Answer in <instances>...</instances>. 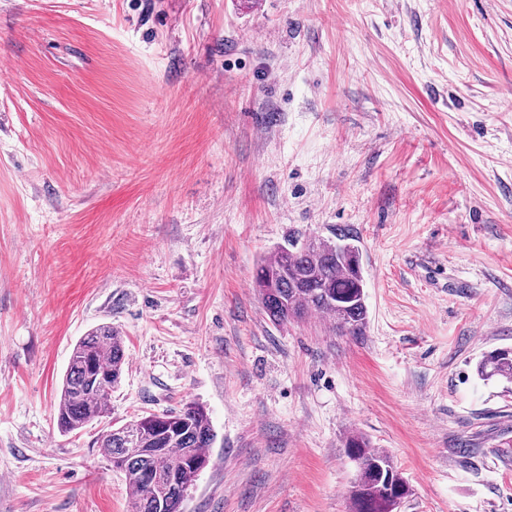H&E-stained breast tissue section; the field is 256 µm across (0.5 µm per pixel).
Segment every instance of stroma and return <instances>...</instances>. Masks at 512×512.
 Here are the masks:
<instances>
[{"instance_id": "1", "label": "stroma", "mask_w": 512, "mask_h": 512, "mask_svg": "<svg viewBox=\"0 0 512 512\" xmlns=\"http://www.w3.org/2000/svg\"><path fill=\"white\" fill-rule=\"evenodd\" d=\"M295 234L358 248L364 336L269 320ZM103 324L111 422L211 417L184 512H350L352 432L400 512H512V0H0V512H128L54 421ZM500 347L485 353L477 365V373L483 380L498 379L512 383V348Z\"/></svg>"}]
</instances>
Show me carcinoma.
I'll list each match as a JSON object with an SVG mask.
<instances>
[{
	"instance_id": "1",
	"label": "carcinoma",
	"mask_w": 512,
	"mask_h": 512,
	"mask_svg": "<svg viewBox=\"0 0 512 512\" xmlns=\"http://www.w3.org/2000/svg\"><path fill=\"white\" fill-rule=\"evenodd\" d=\"M254 288L277 325L318 313L331 319L341 335L365 334L366 285L354 246L343 250L337 242L293 237L259 264ZM125 365L123 337L110 325L92 329L76 343L55 404L60 432L73 433L109 418L112 391ZM477 373L484 380L512 383V350L485 353ZM215 438L206 410L187 402L110 426L97 443L112 468L124 475L129 512H183L188 491L209 463ZM344 448L356 463L351 512H397L409 487L391 454L370 447L358 434L348 436Z\"/></svg>"
}]
</instances>
